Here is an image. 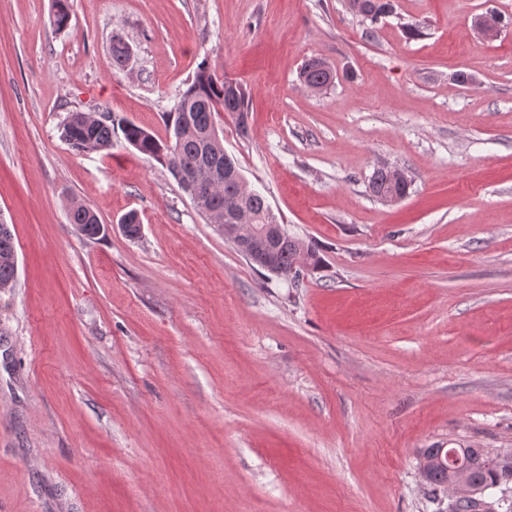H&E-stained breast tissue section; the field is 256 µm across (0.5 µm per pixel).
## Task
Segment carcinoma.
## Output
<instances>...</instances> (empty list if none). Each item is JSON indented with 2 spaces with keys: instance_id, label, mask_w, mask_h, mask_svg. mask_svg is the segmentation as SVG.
Wrapping results in <instances>:
<instances>
[{
  "instance_id": "cac0c4a2",
  "label": "carcinoma",
  "mask_w": 512,
  "mask_h": 512,
  "mask_svg": "<svg viewBox=\"0 0 512 512\" xmlns=\"http://www.w3.org/2000/svg\"><path fill=\"white\" fill-rule=\"evenodd\" d=\"M54 6L55 27L59 30L67 28L71 21L68 0H55ZM352 8L363 17L376 21L392 13L393 0H357ZM129 55L130 46L124 38L113 36V66L122 69ZM325 66L326 61L321 57L308 58L300 72L303 83L309 88L320 85L326 77ZM227 81L228 77L217 76L207 62H201L192 82L180 93L174 110L165 115L169 136L164 140L124 118L110 113L93 115L87 112L69 113L61 127V138L78 154L101 152L112 148V137L118 129L133 149L166 167L181 186L187 179H205L209 164L216 162L219 168L227 169L231 177L227 181L221 179L217 185L209 188L205 202L197 206L209 223L222 224L224 213L242 208L255 219L257 225L276 224L278 220L265 197L256 191L241 188L239 180L243 179V175L239 163L224 151V143L214 120L215 114L235 113L239 132L244 135L245 118L249 112L243 89H238V94L233 97L224 94ZM369 188L380 199L392 191L404 196L409 186L393 185L390 169L380 167L374 171ZM69 220L77 233L85 239H95L105 233V226L101 224L97 214L83 204L70 207ZM271 260L274 268L284 274L301 260L305 261L308 273L319 270L322 265V259L314 248L290 235L274 244ZM16 276L17 251L14 235L8 225L0 224V289L13 287ZM441 452L452 453L456 458H448V465L445 467L430 468L427 485L434 491L444 488L448 484L449 469L456 462H461L480 494L451 502L448 512H480L485 499L483 490L497 483L500 470L486 463L487 451L483 448H426L422 456L431 458Z\"/></svg>"
}]
</instances>
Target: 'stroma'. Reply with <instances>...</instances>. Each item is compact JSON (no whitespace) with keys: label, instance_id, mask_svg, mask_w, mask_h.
<instances>
[{"label":"stroma","instance_id":"stroma-1","mask_svg":"<svg viewBox=\"0 0 512 512\" xmlns=\"http://www.w3.org/2000/svg\"><path fill=\"white\" fill-rule=\"evenodd\" d=\"M0 0V512H446L423 449L512 452V0ZM509 17L494 40L477 15ZM419 26L412 38L407 26ZM120 34L131 47L112 67ZM318 56L336 74L300 79ZM243 86L225 151L324 260L253 266L167 169L69 113L166 138L201 62ZM472 81L462 85L458 73ZM403 170L379 201L375 168ZM107 227L95 240L70 202ZM139 215L132 241L119 221ZM350 2L352 8L372 22L389 15L393 11L392 0H352ZM354 2H359V4L356 5ZM70 224L85 239H95L105 234V226L101 224L97 214L83 204H73L69 209ZM17 276V251L8 225L0 224V289L12 288Z\"/></svg>","mask_w":512,"mask_h":512}]
</instances>
